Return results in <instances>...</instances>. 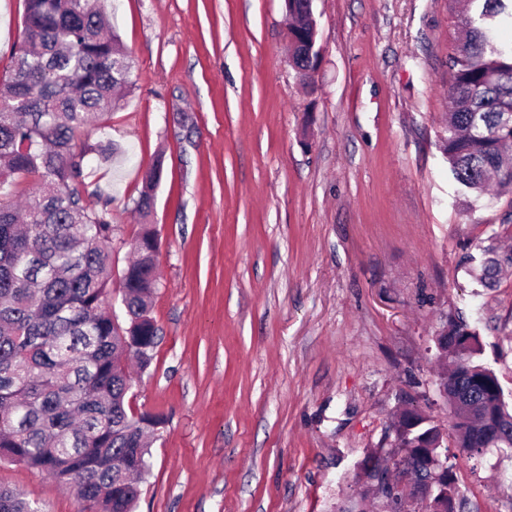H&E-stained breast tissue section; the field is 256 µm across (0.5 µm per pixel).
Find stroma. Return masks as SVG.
Listing matches in <instances>:
<instances>
[{
    "label": "stroma",
    "mask_w": 512,
    "mask_h": 512,
    "mask_svg": "<svg viewBox=\"0 0 512 512\" xmlns=\"http://www.w3.org/2000/svg\"><path fill=\"white\" fill-rule=\"evenodd\" d=\"M133 87L83 141L86 193L107 202L122 272L143 223L159 234V329L135 410L165 419L135 512H343L360 462L413 406L447 425L434 338L478 335L512 403V194L460 195L442 152L449 0H314L321 63L288 61L284 0H98ZM26 0H0V79ZM150 216L135 201L155 157ZM464 512H512V459L447 447ZM0 485L47 512L72 491L20 465Z\"/></svg>",
    "instance_id": "1"
}]
</instances>
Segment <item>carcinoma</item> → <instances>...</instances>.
I'll use <instances>...</instances> for the list:
<instances>
[{"instance_id": "1", "label": "carcinoma", "mask_w": 512, "mask_h": 512, "mask_svg": "<svg viewBox=\"0 0 512 512\" xmlns=\"http://www.w3.org/2000/svg\"><path fill=\"white\" fill-rule=\"evenodd\" d=\"M466 37L448 68L452 99L443 152L457 185L481 195L487 181L512 187V45L493 39L497 19L512 20V0H450ZM23 37L13 68L0 80V463H19L75 492L80 512H134L148 472L147 435L163 417L135 412L128 394L134 377L122 357L146 369L158 328L150 300L158 283L150 224L134 238L136 259L120 278L124 317L112 308V235L107 205L81 188L89 126L112 111L129 89L130 63L96 0H26ZM292 19L291 67L306 84L318 62L309 56L316 22L313 0H285ZM164 175L154 160L136 201L142 215L154 209ZM18 176L38 181L24 207L9 187ZM512 254L482 262L488 285ZM448 391L485 385L466 411L453 398L451 426L458 446L481 452L475 441L482 418L491 447L512 452V411L494 372L479 360L475 333L448 323ZM392 447L419 483L429 475L427 444L438 425L422 415L400 414ZM0 512H41L17 491L0 486Z\"/></svg>"}]
</instances>
